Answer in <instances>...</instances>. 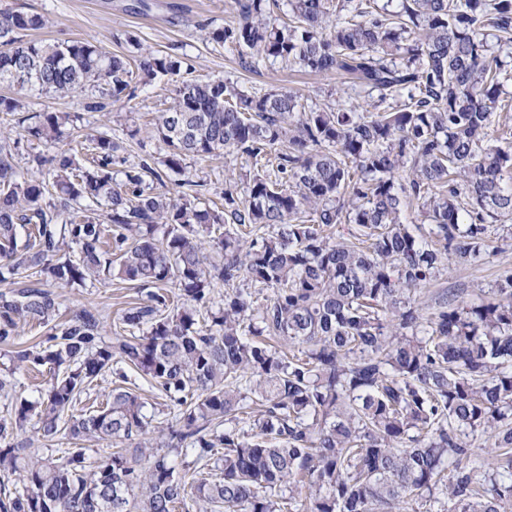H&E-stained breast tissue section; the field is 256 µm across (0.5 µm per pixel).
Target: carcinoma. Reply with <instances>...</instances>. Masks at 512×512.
<instances>
[{"instance_id":"carcinoma-1","label":"carcinoma","mask_w":512,"mask_h":512,"mask_svg":"<svg viewBox=\"0 0 512 512\" xmlns=\"http://www.w3.org/2000/svg\"><path fill=\"white\" fill-rule=\"evenodd\" d=\"M397 2L288 0L279 17V0H232L234 23L211 32L254 61L345 73L383 111L308 109L95 39L29 40L45 16L0 9V84L16 89L0 114L49 149L32 158L46 176L27 178L0 131V345L49 327L0 375L6 399L16 374L49 375L0 419V512H407L436 490L442 512L512 506V270L476 301L450 292L424 314L414 298L445 266L504 252L492 230L512 217V146L488 128L505 109L512 0ZM157 78L174 87L161 167L120 175V142L89 134L85 159L61 148L78 116L32 112L21 94L102 112ZM221 152L253 170L224 176L217 203L181 175ZM407 198L425 223L405 222ZM112 277L145 290L113 339L95 307L55 321L58 290ZM107 374L106 402L71 415ZM139 379L173 418L147 409ZM29 423L35 439L9 441Z\"/></svg>"}]
</instances>
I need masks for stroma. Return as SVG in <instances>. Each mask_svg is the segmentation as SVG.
Listing matches in <instances>:
<instances>
[{"label":"stroma","instance_id":"obj_1","mask_svg":"<svg viewBox=\"0 0 512 512\" xmlns=\"http://www.w3.org/2000/svg\"><path fill=\"white\" fill-rule=\"evenodd\" d=\"M230 0H0V8H14L47 16L50 24L38 38L65 41L94 38L106 50L138 58L147 52H165L180 58L193 78L231 80L249 92L287 89L298 93L304 105L322 109L347 101L351 95L346 75L320 74L286 66L281 62L242 65L230 46L211 40L214 29L230 24L234 16ZM31 111L79 112L75 136L90 130H108L119 135L122 148L115 167L123 170L139 161L159 163L161 144L152 132L156 118L172 103L173 87L164 79L137 85L135 95L124 107L110 115L79 109L68 99L54 98L35 89L26 90ZM138 128L136 137L125 135V127ZM193 180L204 183L208 198L224 193L225 173L248 170L250 160L236 154L218 155L188 162ZM512 264V249L487 258L479 266L453 264L444 269L438 281L421 289L416 303L432 311L442 290L456 288L461 300L468 301L479 290L489 288L506 265ZM138 296L135 286L108 280L86 288L65 289L60 296V315L83 307L98 308L107 331H114L117 318Z\"/></svg>","mask_w":512,"mask_h":512}]
</instances>
